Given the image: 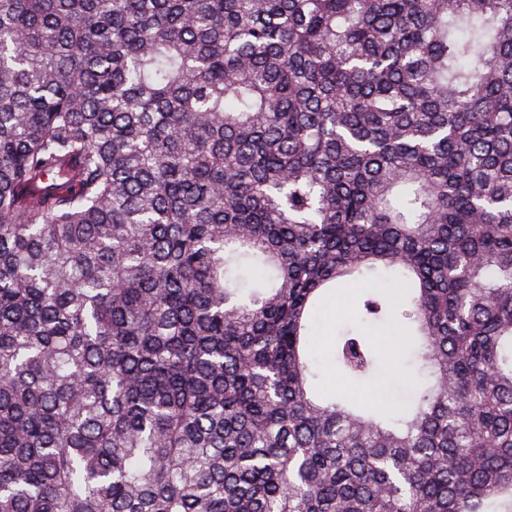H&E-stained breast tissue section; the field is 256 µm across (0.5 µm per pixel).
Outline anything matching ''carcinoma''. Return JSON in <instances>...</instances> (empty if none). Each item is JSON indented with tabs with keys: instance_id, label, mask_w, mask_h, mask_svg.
I'll list each match as a JSON object with an SVG mask.
<instances>
[{
	"instance_id": "carcinoma-1",
	"label": "carcinoma",
	"mask_w": 512,
	"mask_h": 512,
	"mask_svg": "<svg viewBox=\"0 0 512 512\" xmlns=\"http://www.w3.org/2000/svg\"><path fill=\"white\" fill-rule=\"evenodd\" d=\"M0 512H512V0H0ZM365 288L361 284L342 285L330 292L323 301L321 307L314 314L313 329L319 344V355L322 361V377L319 386L327 393L351 392L363 400H378L381 398L390 401V393L395 383H401L405 379L403 371L393 366L386 351L393 347L394 334L398 327L402 328L405 321L397 315L394 323L378 326L361 323L357 311L362 304ZM351 326L358 329L366 336H374L383 352L382 374L373 383H357L341 378L335 372L336 366L332 361L331 344L332 337L338 332Z\"/></svg>"
}]
</instances>
